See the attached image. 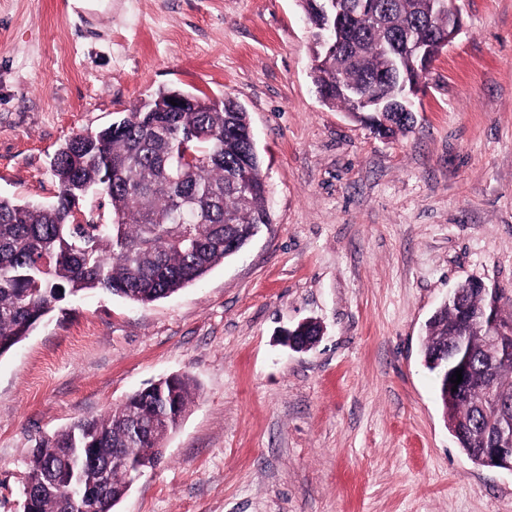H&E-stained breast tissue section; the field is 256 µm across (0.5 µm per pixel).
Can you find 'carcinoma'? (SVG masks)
<instances>
[{"mask_svg": "<svg viewBox=\"0 0 512 512\" xmlns=\"http://www.w3.org/2000/svg\"><path fill=\"white\" fill-rule=\"evenodd\" d=\"M342 0L339 46H313V79L331 106L359 108L336 92L341 79L387 96L396 88L389 45L409 65L408 48L427 41L434 55L444 47L448 13L433 0H373L372 14L352 16ZM175 89L150 97L151 111L127 113L117 128L76 135L54 153L50 171L59 188L50 204L0 196V356L30 335L55 304L98 291L140 305L167 298L239 255L270 223L265 206L262 159L250 146L248 112L230 99L197 94L172 111ZM384 135L412 123L383 113ZM194 132L197 163L182 169V144ZM99 199L96 209L73 211L72 201ZM190 200L193 223H179L176 203ZM459 301L436 311L422 353L466 332L473 385L463 395L440 398L448 424H460L459 448L475 463L484 437L512 427V360L495 361L484 350L474 319L486 305L479 290L462 283ZM195 385L177 377L161 396L129 395L121 404L79 419L50 438L36 441L26 462L34 512H114L129 486L127 458L151 467L162 458L160 443L184 416ZM78 465L74 492L59 478Z\"/></svg>", "mask_w": 512, "mask_h": 512, "instance_id": "1", "label": "carcinoma"}]
</instances>
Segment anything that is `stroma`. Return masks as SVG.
I'll return each mask as SVG.
<instances>
[{"label": "stroma", "instance_id": "1", "mask_svg": "<svg viewBox=\"0 0 512 512\" xmlns=\"http://www.w3.org/2000/svg\"><path fill=\"white\" fill-rule=\"evenodd\" d=\"M406 133L325 105L298 0H0V196L160 88L249 114L272 222L137 305L69 297L0 355V512L36 440L170 375L198 396L116 512H512L449 431L425 327L468 278L512 289V0H460ZM321 323L311 350L281 333Z\"/></svg>", "mask_w": 512, "mask_h": 512}]
</instances>
